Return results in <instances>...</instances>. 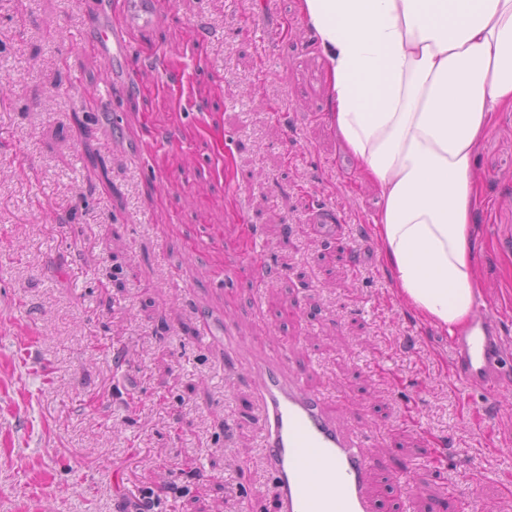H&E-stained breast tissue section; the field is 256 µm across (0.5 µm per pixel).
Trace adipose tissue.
I'll return each instance as SVG.
<instances>
[{
	"instance_id": "obj_1",
	"label": "adipose tissue",
	"mask_w": 512,
	"mask_h": 512,
	"mask_svg": "<svg viewBox=\"0 0 512 512\" xmlns=\"http://www.w3.org/2000/svg\"><path fill=\"white\" fill-rule=\"evenodd\" d=\"M336 102L328 121L379 198L373 233L395 296L463 331L480 287L470 247L476 158L512 107V0H301Z\"/></svg>"
}]
</instances>
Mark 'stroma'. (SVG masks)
Instances as JSON below:
<instances>
[{
  "label": "stroma",
  "instance_id": "1",
  "mask_svg": "<svg viewBox=\"0 0 512 512\" xmlns=\"http://www.w3.org/2000/svg\"><path fill=\"white\" fill-rule=\"evenodd\" d=\"M112 2L0 0V512H272L246 372L282 349L378 435V512H512V108L477 157L472 248L511 383L487 422L447 332L393 293L299 0H170L130 35L105 137V64L69 39ZM319 203L345 242L308 232ZM248 224L265 284L224 275ZM205 320L235 323V368Z\"/></svg>",
  "mask_w": 512,
  "mask_h": 512
}]
</instances>
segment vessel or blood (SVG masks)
I'll return each mask as SVG.
<instances>
[{"label": "vessel or blood", "instance_id": "b4317fda", "mask_svg": "<svg viewBox=\"0 0 512 512\" xmlns=\"http://www.w3.org/2000/svg\"><path fill=\"white\" fill-rule=\"evenodd\" d=\"M120 23L99 20L73 37L78 47L105 60V83L93 97L107 106L113 91L127 78L131 54L130 32L163 24L167 0H117ZM308 229L325 240L343 236V215L326 205L313 208ZM452 348L459 377L494 396L502 385L491 372L496 345L490 318L477 308L470 334L456 337ZM255 405L262 421L259 445L274 486L277 512H376L369 491L372 460L368 455L377 439L366 432L342 429L325 408L321 395L304 385L300 374H288L284 357H260L250 365ZM328 482L318 480V473Z\"/></svg>", "mask_w": 512, "mask_h": 512}]
</instances>
